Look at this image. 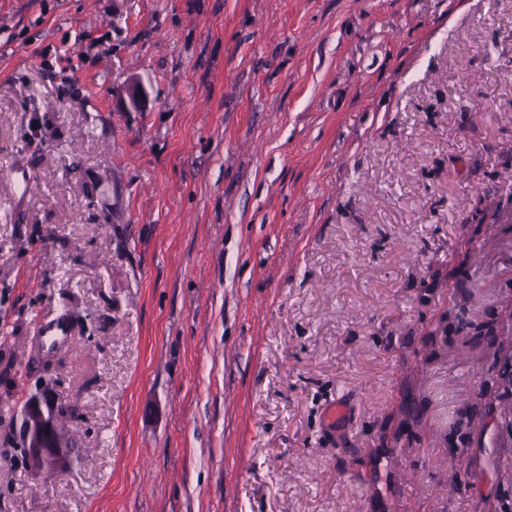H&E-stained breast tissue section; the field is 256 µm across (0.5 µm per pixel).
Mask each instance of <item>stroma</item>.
Wrapping results in <instances>:
<instances>
[{
    "mask_svg": "<svg viewBox=\"0 0 512 512\" xmlns=\"http://www.w3.org/2000/svg\"><path fill=\"white\" fill-rule=\"evenodd\" d=\"M16 162L0 512H512V0H0ZM39 334L42 347L56 349L66 344L70 331L63 317V320L50 321L42 325ZM61 401L50 391L31 397L22 407L20 432L29 467L50 471L60 461L58 422Z\"/></svg>",
    "mask_w": 512,
    "mask_h": 512,
    "instance_id": "1",
    "label": "stroma"
}]
</instances>
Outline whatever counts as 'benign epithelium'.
I'll return each instance as SVG.
<instances>
[{
	"label": "benign epithelium",
	"mask_w": 512,
	"mask_h": 512,
	"mask_svg": "<svg viewBox=\"0 0 512 512\" xmlns=\"http://www.w3.org/2000/svg\"><path fill=\"white\" fill-rule=\"evenodd\" d=\"M61 401L50 391L31 397L22 407L20 432L29 467L50 471L60 461L58 422Z\"/></svg>",
	"instance_id": "obj_1"
}]
</instances>
